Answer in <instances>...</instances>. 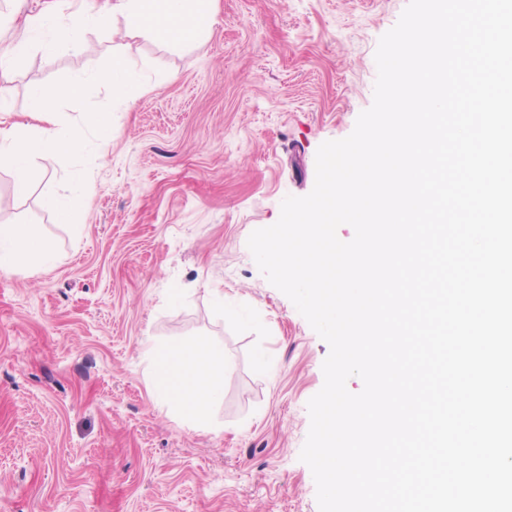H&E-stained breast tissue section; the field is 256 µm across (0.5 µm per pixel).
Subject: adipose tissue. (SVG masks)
Wrapping results in <instances>:
<instances>
[{
    "instance_id": "1",
    "label": "adipose tissue",
    "mask_w": 512,
    "mask_h": 512,
    "mask_svg": "<svg viewBox=\"0 0 512 512\" xmlns=\"http://www.w3.org/2000/svg\"><path fill=\"white\" fill-rule=\"evenodd\" d=\"M216 0H72L66 24H59L54 10L27 19L28 31H52L56 40L84 49L82 28L121 14L131 32H148L173 48L203 37L212 27ZM73 86L52 90L40 87L31 93L33 126L22 129L0 121V166L13 172L14 192L26 195L29 163H53L76 156L87 147L85 136L63 124L53 102L71 95ZM53 247L38 225L0 224V274L36 269L51 262ZM155 393L178 420L190 426L204 424L211 410L224 398L228 367L224 351L202 339L151 344L144 351Z\"/></svg>"
}]
</instances>
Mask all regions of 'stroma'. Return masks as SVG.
Returning <instances> with one entry per match:
<instances>
[{"instance_id": "stroma-1", "label": "stroma", "mask_w": 512, "mask_h": 512, "mask_svg": "<svg viewBox=\"0 0 512 512\" xmlns=\"http://www.w3.org/2000/svg\"><path fill=\"white\" fill-rule=\"evenodd\" d=\"M51 3L0 0V45ZM407 3L217 0L209 34L179 49L119 15L85 29L89 54L31 41L0 83L11 122L29 124L33 88L77 81L56 112L76 127L111 113L112 139L32 163L22 198L0 170V222L40 225L56 252L0 276V512H319L300 452L329 346L247 241L312 191L320 145L371 106L378 42ZM115 57L139 74L133 100L112 99ZM79 177L74 230L47 199ZM179 338L220 345L231 369L201 426L169 414L148 375L146 345Z\"/></svg>"}]
</instances>
